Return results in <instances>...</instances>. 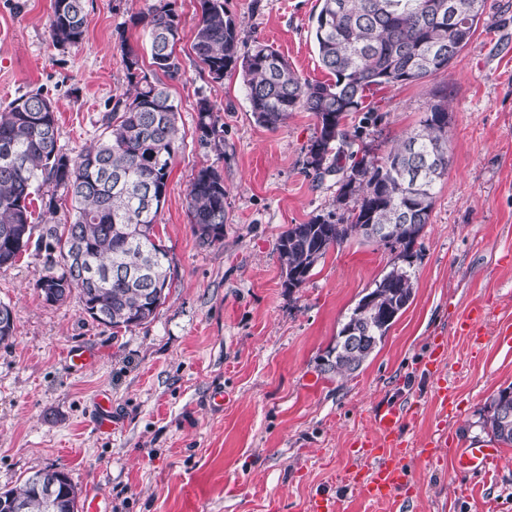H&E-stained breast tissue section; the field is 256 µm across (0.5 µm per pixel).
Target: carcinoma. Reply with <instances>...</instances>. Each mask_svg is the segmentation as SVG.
<instances>
[{
  "label": "carcinoma",
  "mask_w": 512,
  "mask_h": 512,
  "mask_svg": "<svg viewBox=\"0 0 512 512\" xmlns=\"http://www.w3.org/2000/svg\"><path fill=\"white\" fill-rule=\"evenodd\" d=\"M192 46L210 78L220 82L238 72L257 123L277 128L303 109L313 115L317 135L306 153V169L316 179L336 176L334 206L304 224H291L278 237L283 285L301 287L328 250L353 235H365L367 224H399L400 257L409 260L424 226L430 223L435 188L448 169V95L435 100L416 132L376 156L355 148L361 131L348 134L343 125L363 109L366 92L374 87L408 83L448 69L475 35L484 0H447L456 8H436L437 0H320L314 36L320 63L332 82L301 77L283 56L265 43L241 39L226 0H199ZM143 24L150 48L144 68L132 50L123 51L128 88L101 118L102 131L93 145L72 156L58 144L57 107L41 92L24 94L0 113V150L19 159L0 164V268L32 247L45 253V274L38 280L43 301L65 302L78 292L84 311L114 329H130L150 321L171 288L168 251L155 227L166 195L170 167L184 138L179 135L178 105L163 79H176L181 66L169 35L179 30L170 0H153L136 18ZM87 27L85 0H53L49 20L52 41L76 47ZM195 136L198 144L224 150V123L211 102L199 98ZM71 199L72 219L56 220L57 191ZM224 177L209 165L193 176L187 193L189 222L200 243L223 245ZM39 201L40 223L31 206ZM84 247L78 266L70 261L73 242ZM141 276L127 279L121 268ZM414 281L403 266H393L364 295L336 336L326 357V371L347 378L358 371L383 342L398 315L413 297ZM485 427L499 442L512 445V427L501 415L512 416V387L494 395L487 406ZM40 472L0 492V501L19 500L24 512H78L77 492L67 474L57 478V507H46L37 489Z\"/></svg>",
  "instance_id": "carcinoma-1"
}]
</instances>
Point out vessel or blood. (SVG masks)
Instances as JSON below:
<instances>
[{"label":"vessel or blood","mask_w":512,"mask_h":512,"mask_svg":"<svg viewBox=\"0 0 512 512\" xmlns=\"http://www.w3.org/2000/svg\"><path fill=\"white\" fill-rule=\"evenodd\" d=\"M484 312L472 308L458 323L460 337L471 343H479L483 337ZM444 357L441 347H433L426 358L424 369L437 378L434 397L441 408H448L453 389L445 379L437 375ZM412 411L407 405H391L375 416L373 432L357 441L360 464L346 475V481L357 494L370 503L377 504L395 497L407 483L409 476L404 464L412 451L404 428ZM502 459L499 451L487 442L469 445L456 458L458 468L467 472L487 474L499 468Z\"/></svg>","instance_id":"1"}]
</instances>
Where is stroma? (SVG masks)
I'll return each instance as SVG.
<instances>
[{
  "instance_id": "35a3bbf8",
  "label": "stroma",
  "mask_w": 512,
  "mask_h": 512,
  "mask_svg": "<svg viewBox=\"0 0 512 512\" xmlns=\"http://www.w3.org/2000/svg\"><path fill=\"white\" fill-rule=\"evenodd\" d=\"M151 0H86L88 25L75 47L49 36L52 0H0V111L29 91L59 107V143L74 153L101 132L112 98L127 89L124 48L146 55L136 18ZM181 75L169 81L184 142L176 153L156 232L172 286L149 322L115 331L91 319L78 295L46 304L37 288L43 254L26 251L0 269V302L15 313L14 342L0 346V490L44 469L68 473L79 496L107 512H300L308 495H336L341 512L370 506L342 477L359 460L355 439L377 406L414 405L413 444L444 434L438 459L410 454L413 512H512V446L499 477L479 483L455 455L491 441L487 405L512 386V0H485L477 32L450 67L429 78L372 89L377 120L351 113L347 129L381 155L416 129L434 91L448 92V171L414 248V298L362 368L341 378L323 358L359 299L398 262L380 243L354 236L331 248L299 288H284L276 251L291 224L332 210L333 179L304 168L316 132L311 113L258 124L240 75L213 81L192 44L199 0H173ZM245 42L279 52L304 78L327 81L311 17L318 0H227ZM224 122V151L199 146L197 101ZM212 165L224 176V244L202 246L187 213L190 182ZM487 317L480 350L456 334L474 305ZM438 377L420 365L436 341ZM93 350L76 369L68 350ZM456 388L452 412L433 398L436 378ZM224 395L214 406L213 393ZM112 402L101 432L97 400Z\"/></svg>"
}]
</instances>
